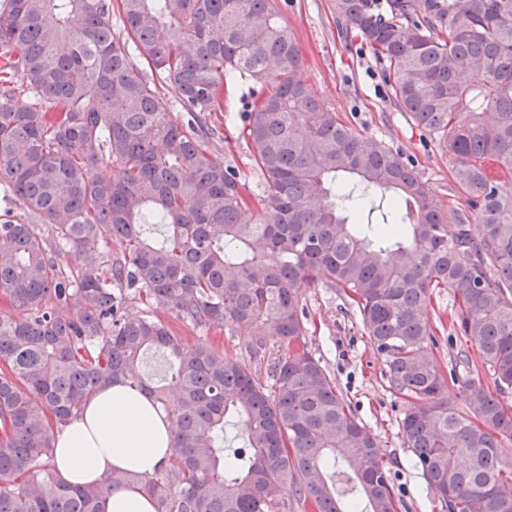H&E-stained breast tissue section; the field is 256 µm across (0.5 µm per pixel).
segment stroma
<instances>
[{"label": "stroma", "instance_id": "35a3bbf8", "mask_svg": "<svg viewBox=\"0 0 512 512\" xmlns=\"http://www.w3.org/2000/svg\"><path fill=\"white\" fill-rule=\"evenodd\" d=\"M271 5L299 43L302 78L311 94L356 132L409 158L446 209H466V197L452 177L453 157L395 105L384 64L337 22L334 0H271ZM251 95V85L226 86L223 111L208 113L206 122L213 132V150L259 192L263 177L253 166L252 147L243 134V104ZM304 304L308 347L357 418L375 435L403 501L399 512H438L420 471L411 465L410 451L402 445L400 420L405 402L389 390L383 362L355 312L336 289L322 283L307 289ZM458 311L459 302L452 293L434 291L428 319L438 365L445 373L456 370L460 380L471 378L492 387L475 345L453 328ZM165 321L182 346L191 348L205 342L230 356H249L244 330L194 329L170 315ZM462 353L469 355V365H455V358Z\"/></svg>", "mask_w": 512, "mask_h": 512}]
</instances>
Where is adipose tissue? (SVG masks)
<instances>
[{
    "label": "adipose tissue",
    "instance_id": "1",
    "mask_svg": "<svg viewBox=\"0 0 512 512\" xmlns=\"http://www.w3.org/2000/svg\"><path fill=\"white\" fill-rule=\"evenodd\" d=\"M52 446L56 470L73 486L93 483L112 469L153 477L176 456L164 412L124 384L108 386L89 397L56 431Z\"/></svg>",
    "mask_w": 512,
    "mask_h": 512
}]
</instances>
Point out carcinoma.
Segmentation results:
<instances>
[{
	"mask_svg": "<svg viewBox=\"0 0 512 512\" xmlns=\"http://www.w3.org/2000/svg\"><path fill=\"white\" fill-rule=\"evenodd\" d=\"M335 8L400 110L453 155L477 224L310 93L269 0H0V198L32 216L0 222V512H103L130 484L157 512H398L376 438L308 349L319 281L407 402L402 444L441 512H512V0ZM237 82L260 87L243 113L260 194L204 140L202 114ZM437 288L460 299L458 331L495 392L469 381L449 397L427 318ZM132 292L150 310L129 314ZM160 312L246 330L252 359L269 336L287 354L263 377L206 343L183 350ZM151 350L169 357L163 383L143 370ZM117 382L166 412L181 454L155 477L69 486L53 432ZM229 414L242 448L224 449Z\"/></svg>",
	"mask_w": 512,
	"mask_h": 512,
	"instance_id": "obj_1",
	"label": "carcinoma"
}]
</instances>
